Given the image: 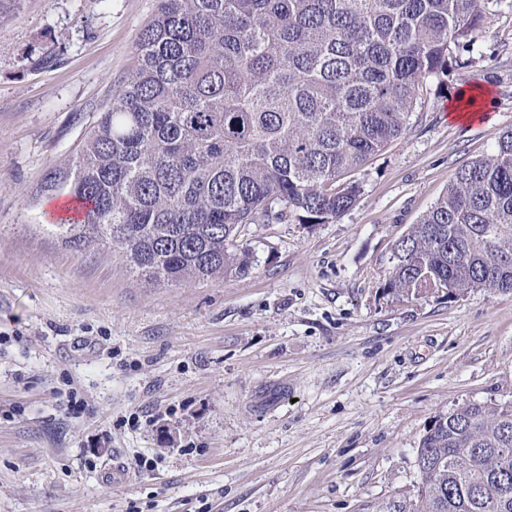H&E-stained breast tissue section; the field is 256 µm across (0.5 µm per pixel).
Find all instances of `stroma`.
<instances>
[{
    "mask_svg": "<svg viewBox=\"0 0 512 512\" xmlns=\"http://www.w3.org/2000/svg\"><path fill=\"white\" fill-rule=\"evenodd\" d=\"M157 3L0 0V512H411L430 421L512 403V296L386 286L396 239L512 129V0H483L485 60L428 80L352 209L245 225L248 275L177 286L66 247L45 189ZM477 88L483 119H450Z\"/></svg>",
    "mask_w": 512,
    "mask_h": 512,
    "instance_id": "35a3bbf8",
    "label": "stroma"
}]
</instances>
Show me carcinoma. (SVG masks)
I'll list each match as a JSON object with an SVG mask.
<instances>
[{
	"label": "carcinoma",
	"mask_w": 512,
	"mask_h": 512,
	"mask_svg": "<svg viewBox=\"0 0 512 512\" xmlns=\"http://www.w3.org/2000/svg\"><path fill=\"white\" fill-rule=\"evenodd\" d=\"M481 0H159L136 64L46 188L89 204L65 246L148 281L243 277L244 224H328L411 127L425 80L485 58ZM388 290L512 294V129L394 243ZM413 512H512V404L435 416Z\"/></svg>",
	"instance_id": "carcinoma-1"
}]
</instances>
